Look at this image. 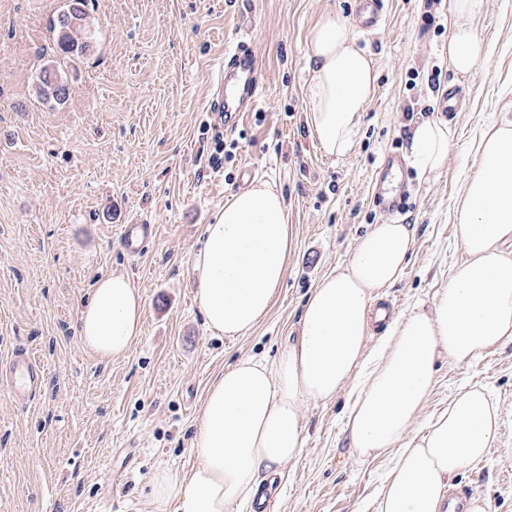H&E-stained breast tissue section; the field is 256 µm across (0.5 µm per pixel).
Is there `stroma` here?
I'll return each instance as SVG.
<instances>
[{
	"label": "stroma",
	"mask_w": 512,
	"mask_h": 512,
	"mask_svg": "<svg viewBox=\"0 0 512 512\" xmlns=\"http://www.w3.org/2000/svg\"><path fill=\"white\" fill-rule=\"evenodd\" d=\"M247 40L261 83L236 130L208 107L237 38L231 0H87L93 49L65 61L64 103L34 87L56 58L51 25L65 0H0V361L32 351L46 368L28 404L0 385V512H142V489L164 466L188 472L193 420L210 383L242 358L275 359L299 333L303 305L357 239L390 216L373 201L386 155H408L416 121L448 122L455 139L442 171L405 165L402 218L416 244L402 278L382 289L396 312L431 305L463 256L454 208L484 129L512 119V0H486L475 25L488 55L464 77L448 68V10L386 0L365 28L355 0H247ZM328 9L347 19L374 58L377 91L354 150L325 156L303 110L309 29ZM457 112H442L449 86ZM236 141L233 161L224 144ZM275 183L288 204V274L259 323L233 338L208 332L192 259L203 227L253 181ZM155 227L128 256L120 227ZM128 276L142 296L143 332L102 360L77 335L97 278ZM482 386L499 404L500 442L452 480L512 512V343L477 360L441 359L409 436L423 433L460 390ZM351 389L303 406L301 455L270 478V512H375L391 457L362 458L344 431Z\"/></svg>",
	"instance_id": "stroma-1"
}]
</instances>
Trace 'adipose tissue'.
<instances>
[{
  "instance_id": "1",
  "label": "adipose tissue",
  "mask_w": 512,
  "mask_h": 512,
  "mask_svg": "<svg viewBox=\"0 0 512 512\" xmlns=\"http://www.w3.org/2000/svg\"><path fill=\"white\" fill-rule=\"evenodd\" d=\"M484 0H449L448 67L469 74L486 49L473 23ZM311 47L304 112L329 156L351 153L376 94L372 56L335 12L320 15ZM454 140L447 123L426 119L412 132L413 166L424 177L444 167ZM476 170L455 209L464 257L432 307L397 315L378 354L367 350L370 312L382 289L403 275L412 225H372L347 261L312 291L300 335L273 361L243 358L210 385L194 421L195 466L183 475L157 469L143 500L148 512H237L252 500L261 472H275L303 449L302 407L356 393L346 430L359 456L394 452L395 467L376 512H442L452 479L486 460L500 416L482 388L459 391L419 438H408L430 395L436 363H471L512 341V120L492 125L475 148ZM195 254L196 297L208 331L239 336L267 315L288 271V206L266 181L232 194L205 225ZM142 298L120 274L97 279L78 318L83 347L102 360L125 353L140 336Z\"/></svg>"
}]
</instances>
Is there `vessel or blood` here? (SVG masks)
<instances>
[{"label":"vessel or blood","instance_id":"vessel-or-blood-1","mask_svg":"<svg viewBox=\"0 0 512 512\" xmlns=\"http://www.w3.org/2000/svg\"><path fill=\"white\" fill-rule=\"evenodd\" d=\"M259 72L256 59L246 43H238L224 55V81L212 101L211 116L224 125L235 128L242 113L257 104ZM153 235L151 225L125 224L121 238L127 254L139 255ZM43 364L26 349L16 350L7 361L0 363V384L6 385L12 397L22 403L39 398L45 387Z\"/></svg>","mask_w":512,"mask_h":512}]
</instances>
